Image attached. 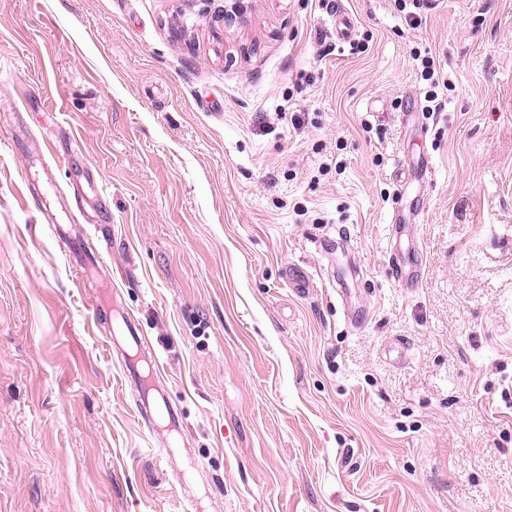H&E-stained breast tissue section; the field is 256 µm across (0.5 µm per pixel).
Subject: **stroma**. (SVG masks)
Returning <instances> with one entry per match:
<instances>
[{
    "label": "stroma",
    "instance_id": "stroma-1",
    "mask_svg": "<svg viewBox=\"0 0 512 512\" xmlns=\"http://www.w3.org/2000/svg\"><path fill=\"white\" fill-rule=\"evenodd\" d=\"M339 6L0 0V512H512V0ZM123 329L121 340L130 349H137L139 355L137 358H129L125 363V375L130 381L135 382L140 387V382L144 376L143 367L149 365V356L141 349V338L138 327L134 320L123 318ZM140 399L137 402L138 411L145 417L152 418L153 413L163 412L166 415L168 426L177 427L181 419V411L167 396L160 385H150L146 390H141Z\"/></svg>",
    "mask_w": 512,
    "mask_h": 512
}]
</instances>
